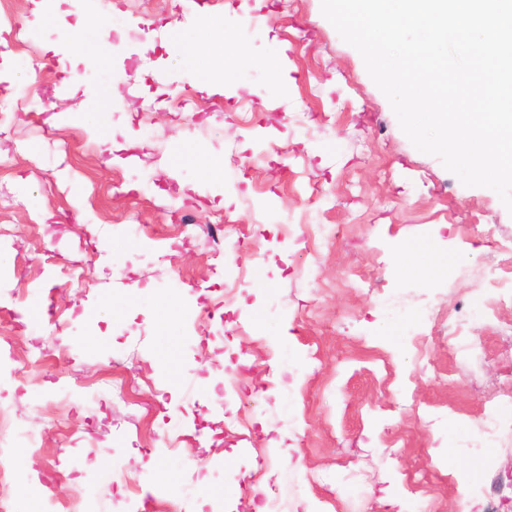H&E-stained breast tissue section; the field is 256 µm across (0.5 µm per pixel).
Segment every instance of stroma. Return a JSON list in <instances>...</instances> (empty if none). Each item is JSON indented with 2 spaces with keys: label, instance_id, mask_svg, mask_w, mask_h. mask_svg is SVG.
<instances>
[{
  "label": "stroma",
  "instance_id": "1",
  "mask_svg": "<svg viewBox=\"0 0 512 512\" xmlns=\"http://www.w3.org/2000/svg\"><path fill=\"white\" fill-rule=\"evenodd\" d=\"M11 7L0 14V446L30 466L0 481V501L275 512L274 485L276 512H485L476 486L512 478V444L461 442L512 397V301L467 341L452 331L484 268L512 279V213L414 147L321 0H210L201 18L188 0ZM95 17L119 22L98 62L65 35ZM207 19L255 61L218 99L199 85L222 80L228 53L186 59ZM54 45L78 59V93L45 65ZM268 62L288 90L273 110ZM109 80L121 96L104 94ZM45 98L68 119L34 123ZM92 123L138 164H110ZM315 224L342 233L325 240ZM421 240L455 259L427 286L393 259ZM88 245L92 278L63 288ZM47 301L53 321L23 319ZM392 301L409 320L384 338ZM427 304L437 327L420 320Z\"/></svg>",
  "mask_w": 512,
  "mask_h": 512
}]
</instances>
